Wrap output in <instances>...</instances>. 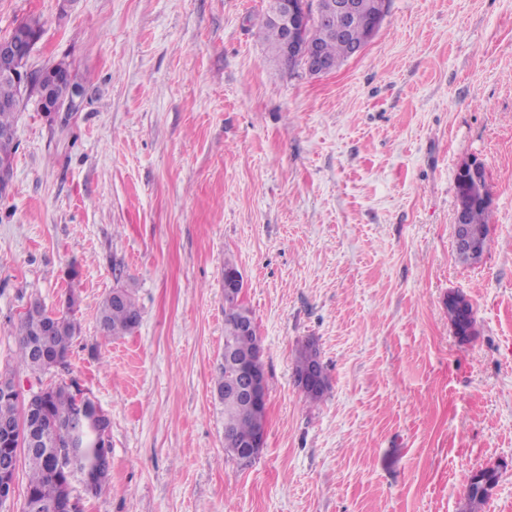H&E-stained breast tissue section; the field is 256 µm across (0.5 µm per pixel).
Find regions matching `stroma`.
<instances>
[{
  "instance_id": "1",
  "label": "stroma",
  "mask_w": 512,
  "mask_h": 512,
  "mask_svg": "<svg viewBox=\"0 0 512 512\" xmlns=\"http://www.w3.org/2000/svg\"><path fill=\"white\" fill-rule=\"evenodd\" d=\"M267 0H0V39L30 17L28 67L72 63L78 94L29 99L0 197V374L21 392L77 383L108 414L111 476L83 512H460L472 473L512 512V0H389L336 71L275 60ZM481 161L492 230L453 240L456 174ZM263 348L267 439L224 453L212 379L224 263ZM133 289L109 341L98 308ZM473 306L458 342L448 292ZM78 303L69 363L19 367L31 300ZM315 340L319 402L295 381ZM120 302L113 300L112 291L106 294L99 306V331L105 338L125 336L134 331L140 321V310L134 291L122 288Z\"/></svg>"
}]
</instances>
